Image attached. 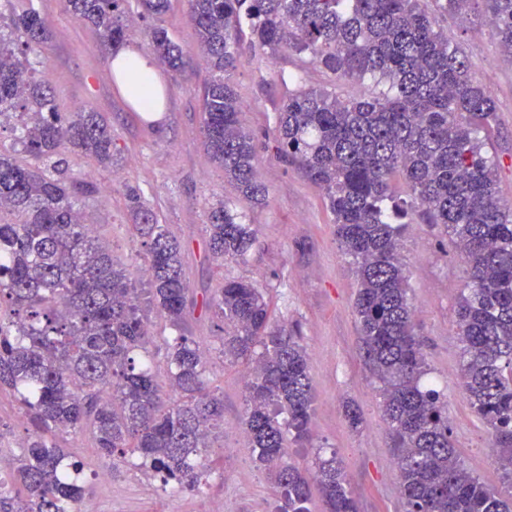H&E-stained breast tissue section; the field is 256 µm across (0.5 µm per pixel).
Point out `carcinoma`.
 <instances>
[{"label": "carcinoma", "mask_w": 512, "mask_h": 512, "mask_svg": "<svg viewBox=\"0 0 512 512\" xmlns=\"http://www.w3.org/2000/svg\"><path fill=\"white\" fill-rule=\"evenodd\" d=\"M93 26L105 49L127 40L128 0H65ZM157 20L171 0H140ZM195 54L167 28L148 31L154 59L173 71L194 60L209 71L202 130L211 159L240 202L268 197L259 180L253 134L229 81L244 50L290 52L339 80L367 77L377 90L348 97L338 85L298 87L277 112L278 149L318 185L336 224L339 248L357 278L355 313L370 364L382 384V411L396 450L406 512H512V204L499 193L495 154L481 132L496 105L472 77L462 49L435 30L436 15L467 19L477 9L512 57V0H188ZM10 34H3V27ZM0 24V107L33 113L17 139L53 160V174L24 167L0 149V389L19 393L29 428L0 512H75L85 495L81 464L47 432L90 429L101 456L136 457L164 484L195 491L197 458L224 427V394L210 385L207 360L186 323L196 306L183 252L139 191L127 190L132 227L144 238L148 287L133 288L105 243L79 220L95 185L66 174L67 144L108 166L112 130L100 112H57L50 82L28 54L49 39L30 11ZM409 199L396 198L394 176ZM417 213L441 228L466 264L457 306L461 373L470 409L491 430V456L503 473L494 488L467 472L455 448L441 392L425 376L409 284L400 257ZM209 248L245 260L258 243L243 209L222 202L208 215ZM227 326L221 353L255 364L243 419L256 462L274 469L279 512H357L336 456L305 474L283 463L288 441L310 439L314 395L297 330L271 322L270 300L254 285L226 280L207 303ZM180 331L163 340L175 398L165 402L147 349V312Z\"/></svg>", "instance_id": "cac0c4a2"}]
</instances>
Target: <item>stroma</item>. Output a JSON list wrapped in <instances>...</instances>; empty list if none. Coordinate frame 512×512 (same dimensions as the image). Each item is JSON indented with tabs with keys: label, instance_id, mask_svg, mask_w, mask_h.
<instances>
[{
	"label": "stroma",
	"instance_id": "35a3bbf8",
	"mask_svg": "<svg viewBox=\"0 0 512 512\" xmlns=\"http://www.w3.org/2000/svg\"><path fill=\"white\" fill-rule=\"evenodd\" d=\"M36 10L51 31L38 52L63 114L91 109L104 113L116 146L114 165L63 148L70 174L95 183L99 192L79 204L83 223L93 225L113 259L123 265L135 287L147 285V258L132 228L126 199L137 188L184 254V274L199 301L209 300L221 279H242L271 299L275 323L296 328L309 355L314 394L310 442L289 445L286 462L313 472L316 457L337 456L358 512H405L395 454L381 410L380 383L365 355L354 311L357 281L336 240L333 216L323 191L277 148V112L299 75L308 87H323L334 77L290 53H244L230 81L248 110L242 120L255 137L259 178L269 195L266 205L249 210L259 244L246 260L213 259L208 245V213L223 200L237 201L203 145L202 87L208 74L196 67L175 72L158 67L165 94L161 119L137 112L121 93L112 54L98 32L66 11L64 0H0V12ZM437 27L460 43L476 81L496 104L488 149L500 166L501 196L512 202V60L505 58L493 27L479 13L467 21L449 16ZM401 255L409 283L416 332L426 362L443 393L448 422L468 471L486 484L500 485L487 425L465 398L461 380L456 310L465 265L448 239L431 224L412 217ZM211 358L209 379L224 393V428L201 457L200 491L163 484L153 472L129 462L113 465L107 480L97 478L104 463L89 430L56 435L71 459L83 465L85 502L97 512H275L279 493L268 472L254 461L242 426L246 413L243 366L221 359V331L211 311L197 310L189 322ZM358 406L362 421L351 427L346 403ZM27 420L16 395L0 392V455L23 453Z\"/></svg>",
	"mask_w": 512,
	"mask_h": 512
}]
</instances>
